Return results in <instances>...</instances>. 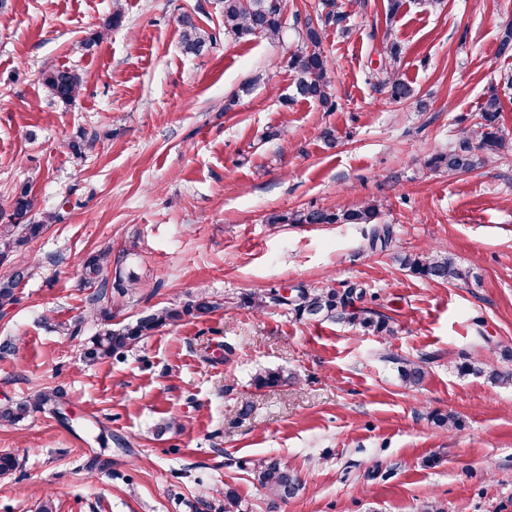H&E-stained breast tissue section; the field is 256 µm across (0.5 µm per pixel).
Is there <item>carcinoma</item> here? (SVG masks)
I'll use <instances>...</instances> for the list:
<instances>
[{
	"label": "carcinoma",
	"mask_w": 512,
	"mask_h": 512,
	"mask_svg": "<svg viewBox=\"0 0 512 512\" xmlns=\"http://www.w3.org/2000/svg\"><path fill=\"white\" fill-rule=\"evenodd\" d=\"M224 33L238 39L262 36L271 41H280L288 31L287 19L281 8L282 0H218ZM341 19L337 0H322V10L318 23L306 20L299 26L294 20V30L301 42L289 58L288 66L296 74L294 95L315 100L325 107H331V65L322 50L321 26L336 23ZM182 45L185 53L196 55L216 40L214 33L206 31L186 15L181 20ZM42 81L50 97L64 105L73 103L80 94L81 77L70 69L55 68L42 73ZM390 97L395 101H406L413 97L412 87L398 79L385 82ZM503 112L501 98L496 92L490 93L480 112V121L462 132L457 145L448 152H438L430 156L425 166L433 171L445 169L450 173L467 172L481 165L488 156L506 148V137L502 133L500 118ZM97 135L81 133L71 140L67 148L77 159H83L95 148ZM27 185L19 187L13 197L10 222L0 224V261L9 253L37 238L43 229L60 220L57 211L47 212L42 220L31 222L33 200ZM378 217V208L366 204L347 210L313 209L298 211L290 216L273 215L272 224H371ZM401 265L412 273L434 282L466 281L472 276V269L461 267L453 258L433 248L406 253L400 257ZM111 251L103 250L88 254L82 263L84 286L93 289L88 298V316L74 321L64 328L69 336L78 335L86 322L96 327L84 351L87 361L95 363L128 352L145 338L154 335L160 328L178 322L185 317H202L224 306V301L208 293H198L178 307H164L137 317L120 328L112 327L114 310L120 308L123 298L133 292L137 278L133 273L118 272L110 276ZM33 275L29 268L13 272L8 277H0V308L15 302V288L26 277ZM295 294L286 297L276 291L250 293L240 298V303L255 310H264L272 305L282 306L299 319L327 320L336 323H349L367 333L378 336L393 334L391 323L380 316L364 310H350L354 298L363 294V289L351 285L343 290L330 283L319 286L299 285ZM398 376L406 388H419L427 377L423 362L399 359ZM462 375L485 378L492 384L512 386V372L503 371L492 361L484 359L467 360L455 366ZM285 380L280 368L267 369L257 373L252 384L258 388H270ZM60 399V392L45 388L32 400L6 402L0 405V425L14 424L32 409L53 407ZM254 480L270 500L286 501L294 497L301 486L297 473L288 464L277 458H260L252 467ZM223 512H247L238 491L231 485L224 486Z\"/></svg>",
	"instance_id": "obj_1"
}]
</instances>
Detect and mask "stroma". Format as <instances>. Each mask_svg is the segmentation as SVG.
Returning <instances> with one entry per match:
<instances>
[{"instance_id": "stroma-1", "label": "stroma", "mask_w": 512, "mask_h": 512, "mask_svg": "<svg viewBox=\"0 0 512 512\" xmlns=\"http://www.w3.org/2000/svg\"><path fill=\"white\" fill-rule=\"evenodd\" d=\"M216 0H0V216L29 185L32 220L63 218L0 262V276L35 266L0 308V403L62 392L61 411L0 426V512H220L224 485L250 512H512V387L459 376L455 364L512 370V55L499 52L512 0H346L322 48L334 106L293 98L283 41L222 34ZM216 42L185 53L183 14ZM100 42L87 46L94 33ZM397 55H390V45ZM69 67L83 83L71 105L51 100L43 71ZM396 75L414 95L390 98ZM509 143L470 172H432L490 92ZM100 140L86 159L67 142ZM333 130L335 146L322 138ZM377 203L374 224H272L273 214ZM386 228V245L372 246ZM138 285L113 326L204 290L223 308L160 329L144 344L90 365L95 332L65 336L85 316L88 253L119 252ZM429 245L474 279L437 283L399 266ZM356 283L357 309L390 317L394 336L362 334L241 295L299 284ZM422 360L421 389L404 388L388 353ZM283 367L258 389L256 372ZM454 412L445 432L431 412ZM180 425L165 433L169 417ZM275 457L302 489L271 502L256 459Z\"/></svg>"}]
</instances>
